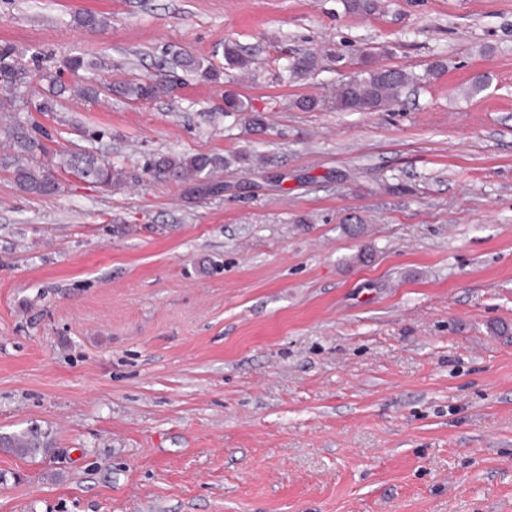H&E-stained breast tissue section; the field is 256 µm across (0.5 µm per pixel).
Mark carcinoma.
<instances>
[{"label":"carcinoma","mask_w":512,"mask_h":512,"mask_svg":"<svg viewBox=\"0 0 512 512\" xmlns=\"http://www.w3.org/2000/svg\"><path fill=\"white\" fill-rule=\"evenodd\" d=\"M344 8L349 13L371 15L381 9V0H344ZM74 22L90 29L103 28L107 24L104 16L91 11L77 13ZM359 58L362 68L336 87L334 100L339 111H380L399 101L406 88L436 75L444 67L442 62L436 61L420 75L397 66H379L363 52ZM224 60L228 68L239 71L248 69L250 65V61L233 46L224 48ZM318 64V56L312 52L294 56L286 67V78L293 80L306 75L315 70ZM171 65L197 73L206 80L216 77L212 68L188 54H173ZM96 68L94 61L74 55L65 58L58 71L42 73L41 80L47 83V89L40 99V111H53L57 98L66 95L94 98L98 91L90 84L81 83L79 78ZM65 71L76 78L74 83L62 81L61 75ZM29 83V76L16 49L10 44L1 45L0 109L9 113V119L0 122V171L11 174L20 191L35 196L56 194L60 189L58 175L61 173H77L80 181L99 187L125 184V168L111 159L100 158L86 151L50 148L45 144L43 134L37 127L20 116V112L29 106ZM107 90L131 101H142L160 97L167 91V87L157 80L136 78L109 85ZM224 112L242 116L255 126L261 125V119L252 115L250 101L239 94L231 92L225 96ZM223 163L222 158L204 153L191 156L164 154L151 163L149 172L156 179L193 184L208 194H218L223 186L210 181V176ZM52 443V433L38 428L0 435V451L21 458L45 454L52 448Z\"/></svg>","instance_id":"carcinoma-1"}]
</instances>
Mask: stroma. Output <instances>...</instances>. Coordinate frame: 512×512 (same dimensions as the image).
<instances>
[{
	"label": "stroma",
	"mask_w": 512,
	"mask_h": 512,
	"mask_svg": "<svg viewBox=\"0 0 512 512\" xmlns=\"http://www.w3.org/2000/svg\"><path fill=\"white\" fill-rule=\"evenodd\" d=\"M4 43L36 74L83 55L89 81L174 87L26 112L120 187L0 172V433L53 437L0 451V512H512V0H0ZM356 49L444 69L340 112ZM197 153L223 156L220 194L145 170ZM165 64H171L173 68H180L191 73H198L200 77L208 80L216 77V73L209 65L188 54L175 53L172 55L171 62L165 61ZM319 59L313 52L299 57L293 56L286 67V79L293 80L316 69ZM106 89L112 93L116 92L118 95L131 100L142 101L160 97L167 91L166 85L163 83L152 80L149 78H136L134 80H127L119 82L112 87L108 85ZM224 112L225 114H236L238 116H243V118L248 119L253 125L260 127L261 119L258 117L249 114L255 112L252 109L250 101L239 94L229 93L224 98ZM52 443V433L38 428L0 435V451L21 458H33L46 454L52 448Z\"/></svg>",
	"instance_id": "1"
}]
</instances>
